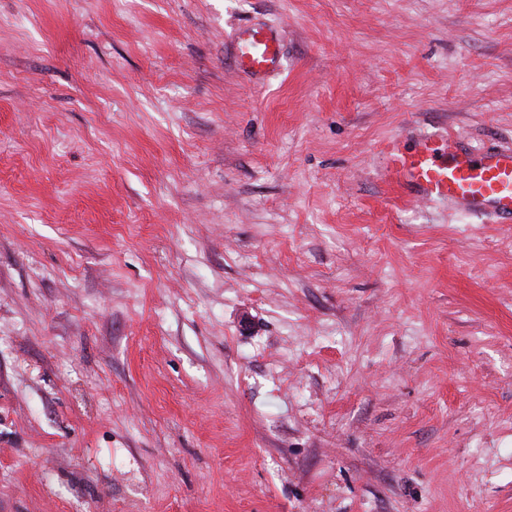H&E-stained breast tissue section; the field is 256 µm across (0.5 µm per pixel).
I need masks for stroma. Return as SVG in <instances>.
I'll return each instance as SVG.
<instances>
[{
    "label": "stroma",
    "mask_w": 512,
    "mask_h": 512,
    "mask_svg": "<svg viewBox=\"0 0 512 512\" xmlns=\"http://www.w3.org/2000/svg\"><path fill=\"white\" fill-rule=\"evenodd\" d=\"M450 134L512 0H0V512H512V224L381 152ZM233 45L238 69L256 79L277 71L281 65L280 39L269 28H239Z\"/></svg>",
    "instance_id": "stroma-1"
}]
</instances>
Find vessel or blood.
<instances>
[{"mask_svg":"<svg viewBox=\"0 0 512 512\" xmlns=\"http://www.w3.org/2000/svg\"><path fill=\"white\" fill-rule=\"evenodd\" d=\"M233 45L238 69L255 78L281 65L280 40L269 29L240 28ZM385 152L388 176L410 185L417 198L445 200L463 212L512 222L511 147L475 153L453 140H426L407 152L393 140Z\"/></svg>","mask_w":512,"mask_h":512,"instance_id":"1","label":"vessel or blood"}]
</instances>
